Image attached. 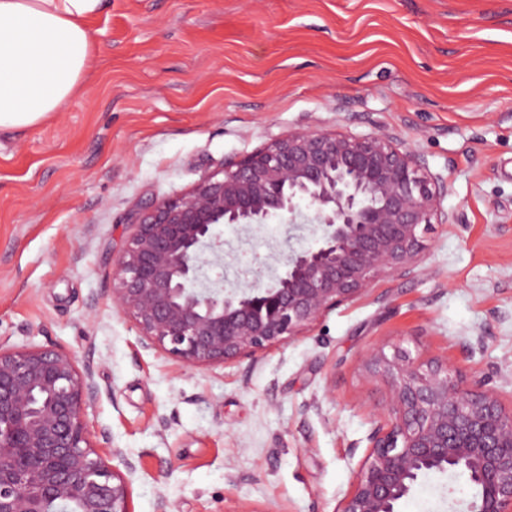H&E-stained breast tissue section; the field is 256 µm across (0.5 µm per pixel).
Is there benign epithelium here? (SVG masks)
Returning <instances> with one entry per match:
<instances>
[{
  "label": "benign epithelium",
  "mask_w": 512,
  "mask_h": 512,
  "mask_svg": "<svg viewBox=\"0 0 512 512\" xmlns=\"http://www.w3.org/2000/svg\"><path fill=\"white\" fill-rule=\"evenodd\" d=\"M449 186L386 132H290L184 197L138 211L113 259L112 300L133 318L144 347L182 364H227L283 345L324 313L369 292L382 274L418 266L424 235L456 223ZM313 212L315 226L298 220ZM289 224L282 272L265 287L226 289L199 279L223 258L216 228ZM315 236L295 246L304 231ZM387 385L384 415L367 436L351 490L334 512H395L418 479L463 470L480 490L469 512H512V407L486 378L400 346L361 357ZM99 388L76 356L0 346V512H133L135 463L121 448L92 445L87 409Z\"/></svg>",
  "instance_id": "benign-epithelium-1"
}]
</instances>
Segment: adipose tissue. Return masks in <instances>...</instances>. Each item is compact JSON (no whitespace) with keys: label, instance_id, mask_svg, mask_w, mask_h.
I'll use <instances>...</instances> for the list:
<instances>
[{"label":"adipose tissue","instance_id":"obj_1","mask_svg":"<svg viewBox=\"0 0 512 512\" xmlns=\"http://www.w3.org/2000/svg\"><path fill=\"white\" fill-rule=\"evenodd\" d=\"M102 0H0V134L30 130L81 86L92 62L87 18Z\"/></svg>","mask_w":512,"mask_h":512}]
</instances>
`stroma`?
I'll use <instances>...</instances> for the list:
<instances>
[{
    "label": "stroma",
    "mask_w": 512,
    "mask_h": 512,
    "mask_svg": "<svg viewBox=\"0 0 512 512\" xmlns=\"http://www.w3.org/2000/svg\"><path fill=\"white\" fill-rule=\"evenodd\" d=\"M78 92L0 136V345L92 365L98 448L133 458L134 512H333L356 480L381 345L446 358L512 405V0H103ZM300 129L392 134L450 187L454 224L408 276L304 336L204 369L147 349L112 304V260L144 205ZM208 277L275 266L284 225L218 226ZM462 472L419 479L397 512H465Z\"/></svg>",
    "instance_id": "1"
}]
</instances>
